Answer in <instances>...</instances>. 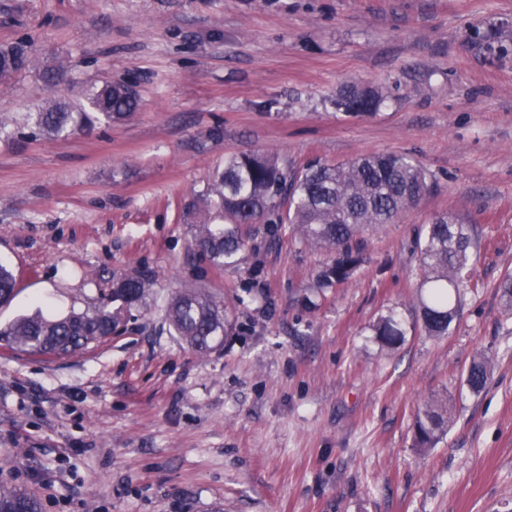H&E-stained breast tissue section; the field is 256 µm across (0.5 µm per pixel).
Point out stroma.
Here are the masks:
<instances>
[{
	"label": "stroma",
	"mask_w": 512,
	"mask_h": 512,
	"mask_svg": "<svg viewBox=\"0 0 512 512\" xmlns=\"http://www.w3.org/2000/svg\"><path fill=\"white\" fill-rule=\"evenodd\" d=\"M33 68L0 81V116L139 78L138 109L89 133H0V323L99 303L155 276L111 340L65 359L0 344V486L41 512H512V0H0V46ZM382 89L372 116L340 87ZM289 170L406 154L419 204L368 228L346 283L300 301L333 253L259 230L234 269L194 251L189 205L225 157ZM478 252L447 335L418 321L414 241L438 213ZM193 281L232 306L221 350L192 351L164 305ZM397 310V350L371 326ZM485 358V389L463 376ZM447 434L413 446L419 406ZM382 102L383 95L377 88L360 83L345 85L332 100L337 111L362 116L375 114Z\"/></svg>",
	"instance_id": "obj_1"
}]
</instances>
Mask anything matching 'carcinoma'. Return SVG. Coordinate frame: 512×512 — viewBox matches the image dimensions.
I'll list each match as a JSON object with an SVG mask.
<instances>
[{
	"label": "carcinoma",
	"instance_id": "carcinoma-1",
	"mask_svg": "<svg viewBox=\"0 0 512 512\" xmlns=\"http://www.w3.org/2000/svg\"><path fill=\"white\" fill-rule=\"evenodd\" d=\"M30 39L0 48V80L33 68ZM88 106L74 111L49 102L35 113L33 126L40 135L68 137L104 122L110 123L136 111L137 98L117 84L93 86ZM383 102L375 87L351 83L332 100L336 110L369 116ZM429 175L408 155L372 153L346 163L326 166L311 161L290 171L267 155L241 154L224 158V168L201 194L205 219L193 225V244L218 268L239 264L250 237L244 229L258 223L276 233L291 227L300 241L319 245L336 258L316 276L317 286L329 288L348 281L364 261V231L376 224H390L416 205L429 191ZM476 244L470 225L450 213L434 216L418 236L415 248L424 276L420 283V326L428 336H445L457 313ZM148 271L119 278L110 296L97 306L63 316L41 313L22 315L0 325V342L14 351L61 359L112 338L117 327L146 303L154 287ZM16 278L0 264V306L14 297ZM121 302L117 308L112 303ZM234 311L222 300L185 282L168 298L166 321L174 335L191 349L208 354L224 345L233 326ZM382 346L394 349L406 336L399 314L393 310L373 325ZM489 376L483 360L466 371V385L481 391ZM448 406L437 400L418 408L414 442L432 448L448 428ZM39 512V504L26 492L0 488V512Z\"/></svg>",
	"mask_w": 512,
	"mask_h": 512
}]
</instances>
